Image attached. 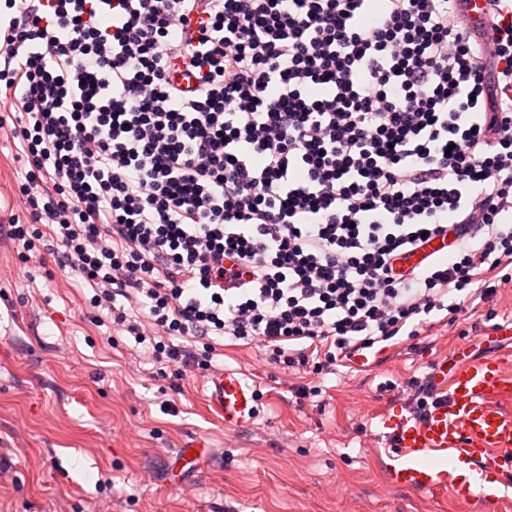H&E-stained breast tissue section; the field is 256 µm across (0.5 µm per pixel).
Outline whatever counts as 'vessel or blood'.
<instances>
[{"label": "vessel or blood", "instance_id": "1", "mask_svg": "<svg viewBox=\"0 0 512 512\" xmlns=\"http://www.w3.org/2000/svg\"><path fill=\"white\" fill-rule=\"evenodd\" d=\"M472 34L489 35L487 0H457ZM439 393L421 415L386 414L396 452L388 478L397 488L445 491L461 503H499V488L486 486L484 474L512 462V355L508 352L455 361L434 375ZM210 405L225 427L248 422L254 415V392L236 369H221L208 380Z\"/></svg>", "mask_w": 512, "mask_h": 512}]
</instances>
